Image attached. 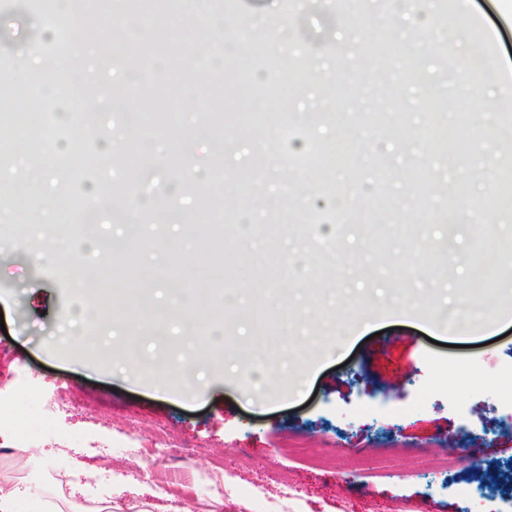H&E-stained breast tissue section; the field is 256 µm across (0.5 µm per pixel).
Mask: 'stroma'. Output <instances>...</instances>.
Wrapping results in <instances>:
<instances>
[{
	"instance_id": "35a3bbf8",
	"label": "stroma",
	"mask_w": 512,
	"mask_h": 512,
	"mask_svg": "<svg viewBox=\"0 0 512 512\" xmlns=\"http://www.w3.org/2000/svg\"><path fill=\"white\" fill-rule=\"evenodd\" d=\"M39 3L0 0V82L53 51L61 23ZM204 9L206 49L176 80L166 62L193 44L167 45L142 77L134 13L104 9L94 29L70 31L90 85L124 88L130 109L185 94L177 125L139 140L95 98L105 159L78 168L89 144L72 136L63 97L50 99L52 131L40 119L16 130L26 100L0 112V415L32 423L20 460L19 441L0 437V480L118 512H268L287 485L301 490L297 512H512V322L455 338L431 324L462 302L512 310V279L477 283L482 245L512 243V209L494 202L512 180V104L490 85L459 84L467 46L448 35L461 17L430 0L413 16L403 0ZM473 10L512 69V0ZM256 33L287 35L288 47L250 57ZM386 38L396 52L382 72L371 51ZM216 58L247 63L255 85L279 83L284 111L242 128L238 82L198 72ZM428 96L439 112L424 110ZM462 112L475 128L452 151L429 123L453 126ZM77 194L96 209L94 227L70 210ZM38 216L67 251L49 254L30 233ZM200 268L207 291L187 289ZM67 310L99 312L106 351L67 344ZM217 335L221 361L198 364L192 346ZM46 396L61 403L47 427ZM159 435L180 445L176 469L233 472L236 494L201 505L173 482L159 496L161 466L143 453ZM441 450L454 453L452 471H414L409 453Z\"/></svg>"
}]
</instances>
